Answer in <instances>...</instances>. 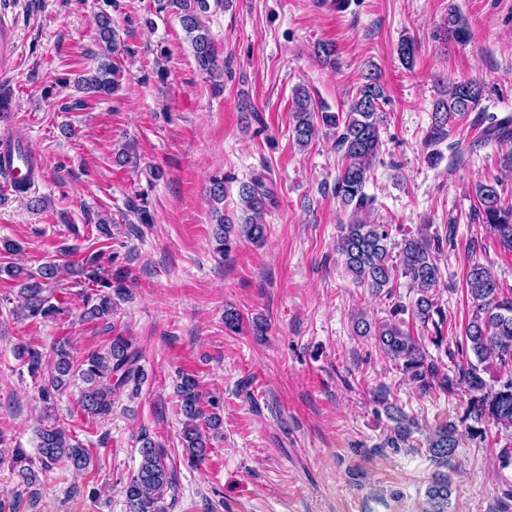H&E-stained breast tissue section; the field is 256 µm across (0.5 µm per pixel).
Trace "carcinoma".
<instances>
[{"label":"carcinoma","instance_id":"carcinoma-1","mask_svg":"<svg viewBox=\"0 0 512 512\" xmlns=\"http://www.w3.org/2000/svg\"><path fill=\"white\" fill-rule=\"evenodd\" d=\"M176 9L179 21L190 42L194 59L200 71L210 76L218 72V56L213 37L203 17L211 5H224V0H166ZM445 31L464 42L469 37L467 24L460 13L448 7ZM95 40L104 50L95 68L78 80L77 88L101 95H110L120 86L124 77L122 64L114 60L118 48L117 32L108 16L98 18ZM416 47L413 41L404 39L398 45L402 64L413 66ZM481 96L480 85L473 80L452 82L446 93L436 100L431 112L429 139L438 142L448 136V128L475 110ZM386 95L383 84L370 75L358 88L349 109L345 112H330L315 102L303 88L294 90L292 96V118L294 140L297 145L307 147L319 138L324 130L333 131L336 148L342 152V163L338 169L334 193L345 209H350L349 221L341 225L342 235L338 251L343 258L347 273L352 279L380 293L393 280L396 273L410 281L416 294L411 305V316L422 328H433L429 341L441 347L444 341L442 326L445 318L435 299V292L442 278L437 255L443 244L454 245L455 226L450 224L445 235L431 231L418 238H407L401 243L397 254H392L395 244L391 242L387 224L368 221L374 198L365 192L372 167L380 152V126L384 122L382 105ZM486 137L502 144L512 141V116L491 118L485 130ZM479 203L478 219L494 235L503 249L512 252V203L506 202L493 184H479L476 189ZM210 196L217 204L213 208L216 227L213 239L215 252L222 255L228 247L230 233L255 245L265 240L264 215L277 205L273 183L262 174L254 175L241 185L239 197L243 215L237 225L224 217L219 204L224 202V177L211 181ZM112 256L98 249L77 262L70 263L71 273L82 277L81 283L96 288L95 296L89 298L84 310L88 320H106L112 316L115 299L127 296L128 270L112 267ZM20 278L17 291V309L13 314L32 321H53L62 314L59 302L52 292L61 270L55 263H45L34 271L16 265L0 267V274ZM466 293L471 303L464 341L457 351H447L454 364V373L440 371L420 337L403 329L404 320L373 323L363 315L357 317L353 332L357 336H373L381 352L409 380L426 389L432 386L450 395L467 388L465 419L472 421L468 433L481 432L479 425L488 421L506 430H512V297L504 295L492 272L479 263L469 267L466 276ZM18 357L28 362L31 371L41 368V353L26 344L16 347ZM141 355L132 339L114 336L106 349L92 351L76 365L66 345L56 350L54 370L41 388L43 402H50L63 391L74 376L84 383L80 409L92 420L106 419L112 414V395L131 385L133 389L143 378L140 367ZM493 364L506 379L498 388L486 387L481 377L480 366ZM180 397V412L184 416L182 446L191 460L206 453L210 432L218 431L223 420L215 413L202 411L201 395L197 379L184 374L177 384ZM396 426L385 440L389 448H398L409 437V421L403 414L394 418ZM39 461L45 469L62 463L76 472L86 470L91 456L88 449L69 436L66 430L55 424L37 429ZM139 443L140 464L124 487L127 512H165L163 501L175 481L174 462L164 449L147 432H142ZM428 452L441 467L448 466L459 445V433L455 424L445 422L435 427L427 440ZM425 512H448L451 504L452 486L448 475L437 473L425 491Z\"/></svg>","mask_w":512,"mask_h":512}]
</instances>
